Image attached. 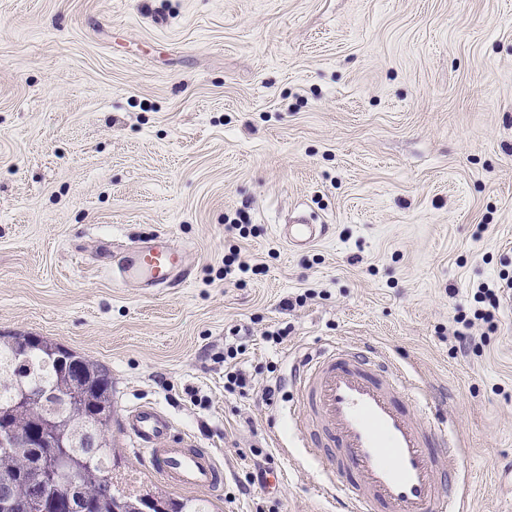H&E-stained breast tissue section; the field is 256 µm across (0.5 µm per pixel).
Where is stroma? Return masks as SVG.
I'll return each mask as SVG.
<instances>
[{
	"mask_svg": "<svg viewBox=\"0 0 512 512\" xmlns=\"http://www.w3.org/2000/svg\"><path fill=\"white\" fill-rule=\"evenodd\" d=\"M297 213L329 236L290 246ZM160 233L184 279L114 280ZM236 250L260 273L225 279ZM507 274L512 0H0V333L108 369L126 492L340 512L283 380L354 342L441 398L466 512H512V298L473 317ZM240 330L244 396L224 388ZM144 402L217 451L220 490L173 489L130 452L121 420ZM259 452L268 484L241 492ZM502 281L504 282L497 283L494 288H490L489 286L479 288L478 293L480 295L478 302L483 303L486 309L476 311L474 313L475 319L489 322L494 318L495 310L499 309L504 293L508 291L511 293L512 280L502 278Z\"/></svg>",
	"mask_w": 512,
	"mask_h": 512,
	"instance_id": "stroma-1",
	"label": "stroma"
}]
</instances>
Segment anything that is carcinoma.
I'll list each match as a JSON object with an SVG mask.
<instances>
[{
  "instance_id": "cac0c4a2",
  "label": "carcinoma",
  "mask_w": 512,
  "mask_h": 512,
  "mask_svg": "<svg viewBox=\"0 0 512 512\" xmlns=\"http://www.w3.org/2000/svg\"><path fill=\"white\" fill-rule=\"evenodd\" d=\"M76 364L90 384L94 400L112 402V378L100 364L88 361L62 345L44 337L32 344L28 366L17 369L10 351V337L0 336V370L7 368L10 375L0 376V412L11 417L10 424L26 427L29 414H14L16 403L30 385L60 386L71 373L70 364ZM53 455L51 448L0 447V485L11 487L8 512H30L29 496L35 485L43 487L41 512H54L51 502L56 489L48 473L42 471L45 458ZM63 463L82 474L80 483L73 487V512H114L119 502H125L131 512H139L149 503H160L166 512H208L205 506L193 500H177L153 493L127 495L112 477V447L68 448Z\"/></svg>"
}]
</instances>
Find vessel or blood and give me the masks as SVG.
I'll return each instance as SVG.
<instances>
[{
	"mask_svg": "<svg viewBox=\"0 0 512 512\" xmlns=\"http://www.w3.org/2000/svg\"><path fill=\"white\" fill-rule=\"evenodd\" d=\"M327 225L296 217L284 225L289 245L323 237ZM122 280L153 288L176 283L178 252L155 236L118 268ZM296 420L304 446L334 483L345 512H464L455 486L463 450L427 399L382 352L348 344L320 349L292 368ZM123 426L136 454L177 489L210 491L224 481L217 453L175 433L168 414L145 403Z\"/></svg>",
	"mask_w": 512,
	"mask_h": 512,
	"instance_id": "b4317fda",
	"label": "vessel or blood"
}]
</instances>
